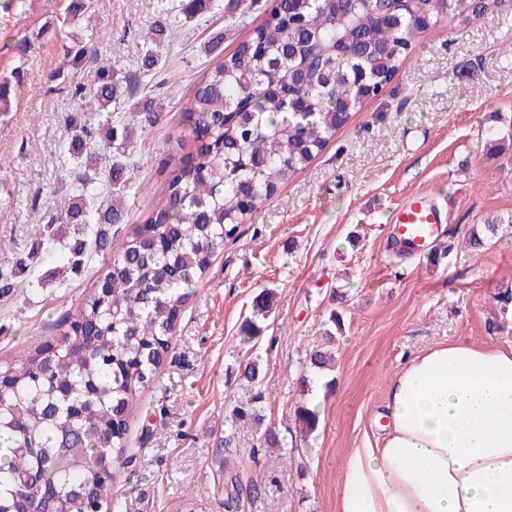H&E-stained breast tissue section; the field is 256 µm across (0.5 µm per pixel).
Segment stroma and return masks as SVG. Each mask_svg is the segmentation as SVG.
I'll return each mask as SVG.
<instances>
[{"mask_svg":"<svg viewBox=\"0 0 512 512\" xmlns=\"http://www.w3.org/2000/svg\"><path fill=\"white\" fill-rule=\"evenodd\" d=\"M67 3L14 0L0 9V80L22 78L0 112L3 271L24 258L34 275L52 265L33 231L74 193L61 157L67 118L79 106L72 87L92 86L108 59L119 73L140 75L162 106L160 122L134 135L136 184L125 197L124 229L112 238L117 252L190 149L182 105L195 82L252 35L273 0L242 19L214 10L183 26L149 75L139 72V34L178 0H92V23L80 31L90 51L75 67L64 63ZM219 32V49L207 50ZM510 124L512 0H500L468 22L444 20L217 255L129 412L134 458L112 490L118 512H337L345 456L380 441L376 418L409 353L459 340L512 344V300L501 298L512 290V149L497 154L485 142L487 128ZM418 192L447 204L450 249L399 258L388 249V216ZM490 218L503 223L500 239L472 253L470 229ZM103 268L96 258L64 284L1 297L0 358L57 335L62 314ZM264 290L273 309L261 334L242 341L239 326ZM326 346L335 365L315 373L309 354ZM250 364L259 376L249 385L242 373ZM253 391L262 394L260 418L245 425L234 410ZM300 405L320 411L305 440L294 415ZM269 431L276 447L264 441Z\"/></svg>","mask_w":512,"mask_h":512,"instance_id":"35a3bbf8","label":"stroma"}]
</instances>
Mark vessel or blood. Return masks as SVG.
<instances>
[{"mask_svg": "<svg viewBox=\"0 0 512 512\" xmlns=\"http://www.w3.org/2000/svg\"><path fill=\"white\" fill-rule=\"evenodd\" d=\"M448 209L421 192L409 196L392 211V240L396 247L415 253L429 250L443 236Z\"/></svg>", "mask_w": 512, "mask_h": 512, "instance_id": "vessel-or-blood-1", "label": "vessel or blood"}]
</instances>
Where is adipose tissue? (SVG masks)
Listing matches in <instances>:
<instances>
[{
  "label": "adipose tissue",
  "instance_id": "obj_1",
  "mask_svg": "<svg viewBox=\"0 0 512 512\" xmlns=\"http://www.w3.org/2000/svg\"><path fill=\"white\" fill-rule=\"evenodd\" d=\"M377 446L351 449L338 512H512V344L413 352Z\"/></svg>",
  "mask_w": 512,
  "mask_h": 512
}]
</instances>
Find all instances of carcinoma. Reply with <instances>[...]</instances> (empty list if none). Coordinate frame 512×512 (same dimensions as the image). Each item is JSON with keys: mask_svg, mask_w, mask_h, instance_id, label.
Here are the masks:
<instances>
[{"mask_svg": "<svg viewBox=\"0 0 512 512\" xmlns=\"http://www.w3.org/2000/svg\"><path fill=\"white\" fill-rule=\"evenodd\" d=\"M498 0H275L272 15L224 61L197 80L183 112L194 136L189 160L174 166L165 195L111 254L112 227L124 221L133 185L134 132L158 123L150 89L135 90L112 64L98 68L91 98L75 87L79 110L67 122L63 163L76 195L67 210L38 226L37 245L56 240L58 224L73 226L74 243L58 265L79 273L95 256L104 274L68 314L52 344L0 360V512H111L112 486L131 459L127 416L134 398L169 352L180 308L224 243L272 196L277 183L305 169L364 101L377 96L409 52L430 36L443 14L459 21L486 13ZM90 0H70L63 27L88 13ZM221 0H179L143 36L141 68H158L155 48ZM87 55L72 35L66 51L76 65ZM20 80L0 83L8 109ZM115 119L95 122L112 111ZM490 222L469 234L474 252L497 237ZM28 264L0 272V296L40 281H19ZM273 307L264 292L240 325L242 339L260 334L257 319ZM332 356H310L316 372ZM301 431L318 427L316 409L295 411ZM112 465V472L104 466Z\"/></svg>", "mask_w": 512, "mask_h": 512, "instance_id": "obj_1", "label": "carcinoma"}]
</instances>
